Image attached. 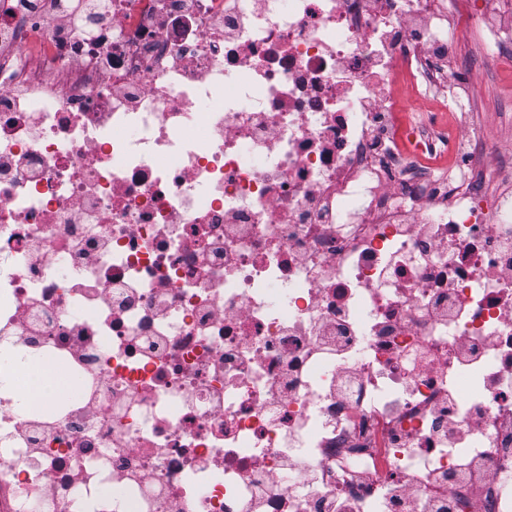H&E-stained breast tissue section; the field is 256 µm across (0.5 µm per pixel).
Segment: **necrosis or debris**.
<instances>
[{"mask_svg":"<svg viewBox=\"0 0 512 512\" xmlns=\"http://www.w3.org/2000/svg\"><path fill=\"white\" fill-rule=\"evenodd\" d=\"M0 0V512H512V153L481 0ZM425 90L444 119L406 114ZM472 83L474 99L478 107H482L487 117V131L495 138L502 154L512 151V131L500 133L493 117L498 108H509L512 105V70H492L481 64H472L468 70ZM18 384L26 394L49 393L64 397L73 383L61 373H51L39 365L30 364L18 377Z\"/></svg>","mask_w":512,"mask_h":512,"instance_id":"necrosis-or-debris-1","label":"necrosis or debris"}]
</instances>
